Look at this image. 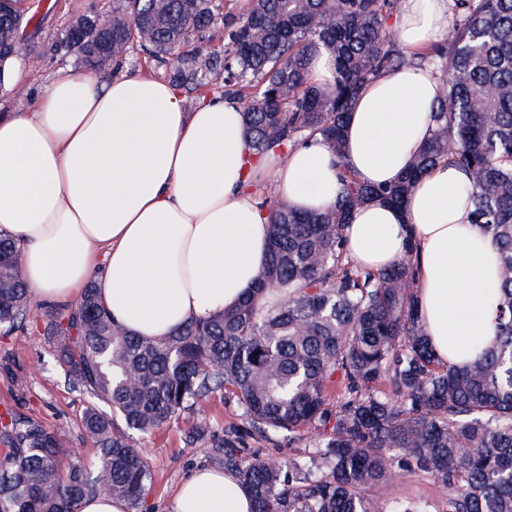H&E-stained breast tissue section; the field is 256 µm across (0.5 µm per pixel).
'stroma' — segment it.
<instances>
[{"instance_id":"35a3bbf8","label":"stroma","mask_w":512,"mask_h":512,"mask_svg":"<svg viewBox=\"0 0 512 512\" xmlns=\"http://www.w3.org/2000/svg\"><path fill=\"white\" fill-rule=\"evenodd\" d=\"M95 0H26L33 20L22 37L40 59L41 74L73 65L61 56L56 42L67 23L88 11ZM90 398L54 360V351L39 329L27 327L0 334V411L12 409L39 420L55 431L64 448L83 458L95 454V444L83 433L80 416ZM244 426L238 400L224 391L211 393L197 406L150 435L138 446L149 460L153 489L151 512H172L175 491L185 476L210 464L207 450L225 430Z\"/></svg>"}]
</instances>
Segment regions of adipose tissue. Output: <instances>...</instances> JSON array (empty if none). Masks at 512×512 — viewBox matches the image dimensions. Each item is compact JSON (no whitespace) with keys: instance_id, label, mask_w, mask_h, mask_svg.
Returning a JSON list of instances; mask_svg holds the SVG:
<instances>
[{"instance_id":"ef3b65f1","label":"adipose tissue","mask_w":512,"mask_h":512,"mask_svg":"<svg viewBox=\"0 0 512 512\" xmlns=\"http://www.w3.org/2000/svg\"><path fill=\"white\" fill-rule=\"evenodd\" d=\"M447 28L448 0H401L392 34L422 50ZM35 74L23 57H0V231L19 247L38 303H77L92 284L131 333L164 338L256 287L269 251L258 206L266 180L303 212L325 211L341 193L321 139L255 158L236 98L189 108L156 77L104 80L62 66L31 105H13ZM441 91L426 66L384 71L362 88L345 143L360 182L403 174ZM467 183L461 168L439 163L404 209L369 203L344 229L349 256L370 269L415 245L422 323L439 359L457 366L476 360L474 338L494 339L499 275L495 247L470 222ZM173 512H251V500L234 474L200 468L177 488Z\"/></svg>"}]
</instances>
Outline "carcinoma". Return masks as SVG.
Wrapping results in <instances>:
<instances>
[{"instance_id": "1", "label": "carcinoma", "mask_w": 512, "mask_h": 512, "mask_svg": "<svg viewBox=\"0 0 512 512\" xmlns=\"http://www.w3.org/2000/svg\"><path fill=\"white\" fill-rule=\"evenodd\" d=\"M400 0H112V68L139 50L170 60L171 81L199 97L242 102L249 146L282 154L319 136L336 154L343 191L321 213L292 209L265 185L269 256L237 306L161 339L135 336L86 288L73 305L39 309L22 277L20 249L0 233V333L35 318L57 363L91 398L81 424L97 445L90 462L67 452L40 421L0 414V512H74L101 491L129 512H150V466L131 433L147 434L227 390L246 433L269 439L308 432V457L246 452L224 434L210 460L250 491L252 512H374L380 486L428 479L437 512H512V0H448L454 23L424 53L392 38ZM25 14L0 10V46ZM58 49L100 66L61 36ZM335 63L308 82L313 51ZM427 65L444 85L431 133L397 183L359 182L345 160L344 126L361 88L390 69ZM440 162L469 174L471 223L497 249L495 343L471 365L445 364L421 323L414 244L381 270L348 255L343 235L356 207L405 203Z\"/></svg>"}]
</instances>
